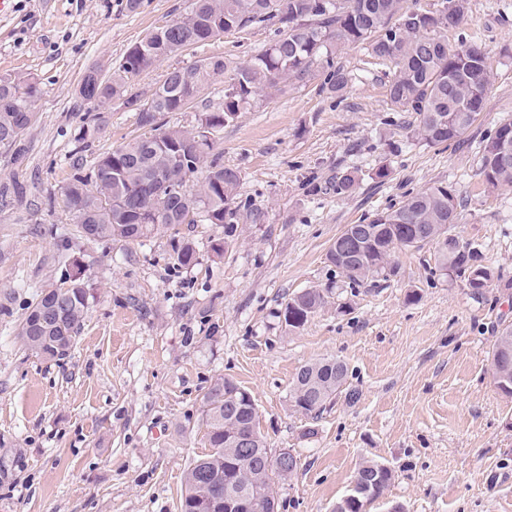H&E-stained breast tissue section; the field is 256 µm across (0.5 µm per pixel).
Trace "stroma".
<instances>
[{
	"label": "stroma",
	"instance_id": "obj_1",
	"mask_svg": "<svg viewBox=\"0 0 512 512\" xmlns=\"http://www.w3.org/2000/svg\"><path fill=\"white\" fill-rule=\"evenodd\" d=\"M184 0H12L0 15V77L30 75L43 93L21 146L0 147V184L24 197L0 208V512H180L183 476L205 450L203 402L229 378L252 395L271 450L300 463L278 488L279 512H333L359 465L394 472L370 512H512V398L494 385L491 353L512 324V188L489 193L479 174L484 137L512 117V0H470L467 34L494 71L486 108L462 148L412 136L413 116L391 104L389 68L364 45L341 63L356 80L342 101L319 76L255 100L225 125L214 151L238 169L260 222L181 224L139 243L79 236L60 203L81 114L78 88L93 68L119 66L145 32L172 22ZM271 26L224 34L134 77L149 90L174 67L208 57L242 63ZM103 153L140 134L136 113L113 107ZM389 175L377 176L380 167ZM354 172L355 189L330 182ZM436 182L460 198L452 233L493 269L473 294L435 268V246L396 253L387 278L352 286L327 259L349 224ZM196 259L175 265V247ZM223 253H215L217 243ZM83 271L94 298L67 359L25 350L19 323L40 291ZM307 288L326 293L298 332L278 314ZM337 358L356 401L337 396L312 419L288 390L301 366Z\"/></svg>",
	"mask_w": 512,
	"mask_h": 512
}]
</instances>
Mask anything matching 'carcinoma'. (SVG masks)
<instances>
[{
  "mask_svg": "<svg viewBox=\"0 0 512 512\" xmlns=\"http://www.w3.org/2000/svg\"><path fill=\"white\" fill-rule=\"evenodd\" d=\"M445 8L408 6L405 0H186L184 14L155 27L128 48L118 68L97 79L88 72L78 95L84 105L83 125L71 154L74 174L62 188L65 211L77 232L89 240L139 242L162 229L186 223L189 211L210 224H236L241 211L257 222L261 213L242 199L241 173L211 154L224 125L259 96L304 80L319 72V92L341 99L354 75L337 60L352 44H364L371 58L393 69L387 85L391 103L414 114V134L430 146L458 147L485 110L493 73L481 45L461 39L448 48V29L468 18L469 0H443ZM272 25L275 38L250 60L228 65L220 58L198 60L175 68L152 91L135 89L130 80L156 62L207 41L219 30L240 32L255 25ZM224 73V95L197 126L170 127L169 112H182L209 84ZM40 82L29 76L0 77V147L22 157L20 141L41 97ZM118 101L137 113L150 133L100 154L90 142L104 130L103 112ZM512 145V119L497 124L484 141L479 173L486 188L512 187V158L501 145ZM458 195L446 183H434L405 196L398 205L374 214L365 224H349L336 237L327 258L352 284L386 276L396 251L436 244V264L444 275L462 277L475 294L491 280L475 283L484 269L472 263L473 252L450 233L458 219ZM94 298L81 273L66 276L62 285L42 291L29 307L18 336L31 353L48 360L66 358ZM324 304L316 288L298 292L282 304L280 321L290 332L304 328ZM491 371L496 388L512 396V324L501 329L493 345ZM348 367L334 359L303 366L289 390L295 411L316 419L330 408L347 383ZM203 419L208 449L185 474L181 512H224V495L232 490L247 496L252 512L278 498L268 474L266 442L258 432V415L224 378L204 397ZM255 433L253 448L237 445V436ZM362 492L341 499L336 512H366L383 496L393 479L373 460L356 472Z\"/></svg>",
  "mask_w": 512,
  "mask_h": 512,
  "instance_id": "carcinoma-1",
  "label": "carcinoma"
}]
</instances>
